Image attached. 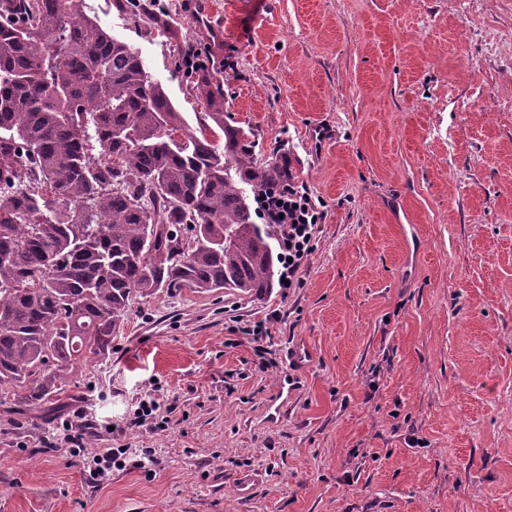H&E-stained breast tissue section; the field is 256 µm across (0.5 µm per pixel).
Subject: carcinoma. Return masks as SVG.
<instances>
[{
    "mask_svg": "<svg viewBox=\"0 0 512 512\" xmlns=\"http://www.w3.org/2000/svg\"><path fill=\"white\" fill-rule=\"evenodd\" d=\"M194 88L193 129L84 0H0V396L62 389L136 293L273 287L276 230L241 185L293 172L258 161L207 76Z\"/></svg>",
    "mask_w": 512,
    "mask_h": 512,
    "instance_id": "obj_1",
    "label": "carcinoma"
}]
</instances>
